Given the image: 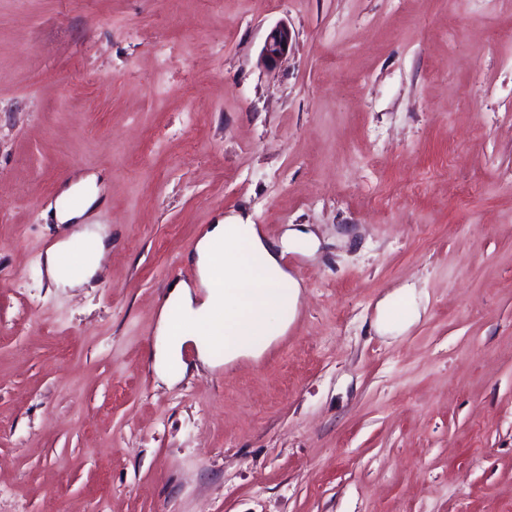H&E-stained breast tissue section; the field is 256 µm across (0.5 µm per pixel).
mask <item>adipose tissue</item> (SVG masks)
I'll use <instances>...</instances> for the list:
<instances>
[{
    "label": "adipose tissue",
    "instance_id": "ef3b65f1",
    "mask_svg": "<svg viewBox=\"0 0 512 512\" xmlns=\"http://www.w3.org/2000/svg\"><path fill=\"white\" fill-rule=\"evenodd\" d=\"M81 237L89 248L77 271L62 265L68 240L49 249L46 272L56 284L79 288L95 277L108 227L95 225ZM298 237L292 230L280 242H266L255 224L239 217L209 226L191 257L197 280L172 284L158 312L150 354L158 380L171 386L185 377L189 365L183 350L189 346L211 369L240 357L261 356L273 337L287 329L297 309L301 286L281 257Z\"/></svg>",
    "mask_w": 512,
    "mask_h": 512
}]
</instances>
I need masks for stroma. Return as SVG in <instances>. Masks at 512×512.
<instances>
[{
	"label": "stroma",
	"mask_w": 512,
	"mask_h": 512,
	"mask_svg": "<svg viewBox=\"0 0 512 512\" xmlns=\"http://www.w3.org/2000/svg\"><path fill=\"white\" fill-rule=\"evenodd\" d=\"M92 174L112 245L60 288L52 206ZM235 215L313 235L295 317L158 383L159 308ZM89 501L512 512V0H0V512ZM293 43V33L288 25H276L268 33L263 49L262 59L268 65H274L288 54ZM401 309L406 320L393 323L390 319V311ZM419 315V305L413 292H404L396 297L386 299L384 302L385 323L396 328L408 326L410 321Z\"/></svg>",
	"instance_id": "obj_1"
}]
</instances>
